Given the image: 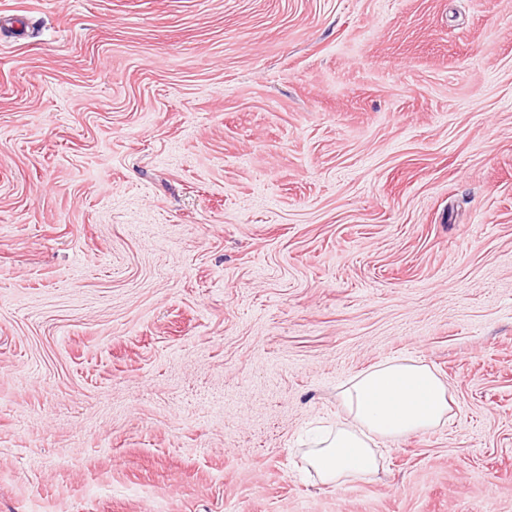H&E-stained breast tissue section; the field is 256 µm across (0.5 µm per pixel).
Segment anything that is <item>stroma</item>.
<instances>
[{
  "label": "stroma",
  "instance_id": "stroma-1",
  "mask_svg": "<svg viewBox=\"0 0 512 512\" xmlns=\"http://www.w3.org/2000/svg\"><path fill=\"white\" fill-rule=\"evenodd\" d=\"M0 512H512V0H0ZM445 382L428 366L391 360L353 378L340 394L350 421L315 441L306 459L321 483L341 485L380 467V443L450 419Z\"/></svg>",
  "mask_w": 512,
  "mask_h": 512
}]
</instances>
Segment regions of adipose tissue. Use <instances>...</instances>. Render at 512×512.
<instances>
[{
	"instance_id": "ef3b65f1",
	"label": "adipose tissue",
	"mask_w": 512,
	"mask_h": 512,
	"mask_svg": "<svg viewBox=\"0 0 512 512\" xmlns=\"http://www.w3.org/2000/svg\"><path fill=\"white\" fill-rule=\"evenodd\" d=\"M447 393L440 376L411 360H391L356 376L340 394L348 423L311 445L309 466L326 485L373 475L380 467L378 445L449 420Z\"/></svg>"
}]
</instances>
